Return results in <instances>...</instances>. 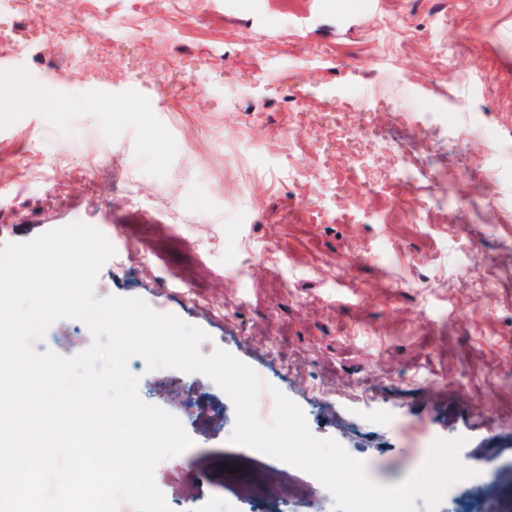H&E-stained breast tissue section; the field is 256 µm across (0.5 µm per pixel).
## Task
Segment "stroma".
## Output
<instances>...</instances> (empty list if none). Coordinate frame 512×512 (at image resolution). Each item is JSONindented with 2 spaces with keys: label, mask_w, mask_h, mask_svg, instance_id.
<instances>
[{
  "label": "stroma",
  "mask_w": 512,
  "mask_h": 512,
  "mask_svg": "<svg viewBox=\"0 0 512 512\" xmlns=\"http://www.w3.org/2000/svg\"><path fill=\"white\" fill-rule=\"evenodd\" d=\"M329 2L156 0L187 18L167 41L125 0H61L80 27L72 50L20 30L18 11L42 0H0V245L96 227L116 251L97 297H138L200 327L202 354L219 347L263 374L379 484L420 467L431 438L463 439L476 474L436 512H512V0H376L347 15ZM91 11L112 20L110 53L84 22ZM248 45L263 49V78ZM164 57L202 94L169 96ZM45 92L77 110L54 111ZM358 98L373 179L393 162L387 143L404 140L423 167L495 171L493 199L459 211L423 181L397 199L349 182L345 199L362 209L337 221L328 173L344 155L311 113L351 112ZM305 194L319 207L301 206ZM491 259L498 278L476 277ZM48 333L65 357L92 342L74 319ZM137 368L142 400L193 440L155 469L167 504L224 512L247 480L209 472L236 451L232 401L202 374Z\"/></svg>",
  "instance_id": "stroma-1"
}]
</instances>
